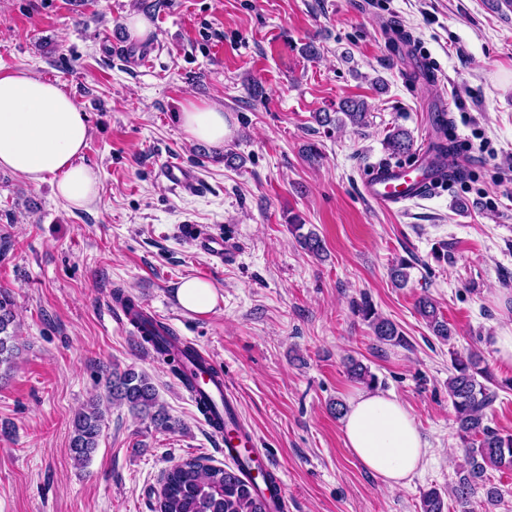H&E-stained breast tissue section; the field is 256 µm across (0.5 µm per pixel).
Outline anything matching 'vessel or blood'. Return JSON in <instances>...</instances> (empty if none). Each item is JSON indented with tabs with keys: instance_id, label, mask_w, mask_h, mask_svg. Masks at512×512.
<instances>
[{
	"instance_id": "1",
	"label": "vessel or blood",
	"mask_w": 512,
	"mask_h": 512,
	"mask_svg": "<svg viewBox=\"0 0 512 512\" xmlns=\"http://www.w3.org/2000/svg\"><path fill=\"white\" fill-rule=\"evenodd\" d=\"M163 175L173 188L190 191L196 186L194 174L183 166H167ZM445 176V171L428 169L427 158L422 155L417 162L411 164L387 163L373 167L364 179L363 193L367 200L379 208L391 209L426 196ZM184 232L208 256L221 259L232 250L230 241L206 233L196 225L185 226ZM210 433L223 445L224 456L228 461L249 458L255 465L261 466L263 471L275 473L274 463L261 456L253 434L236 437L216 426L211 427Z\"/></svg>"
}]
</instances>
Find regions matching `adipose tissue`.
<instances>
[{
  "instance_id": "ef3b65f1",
  "label": "adipose tissue",
  "mask_w": 512,
  "mask_h": 512,
  "mask_svg": "<svg viewBox=\"0 0 512 512\" xmlns=\"http://www.w3.org/2000/svg\"><path fill=\"white\" fill-rule=\"evenodd\" d=\"M180 121L189 140L223 144V110L192 103ZM89 139L87 115L62 84L20 69L0 74V169L35 187L52 183L66 207L88 208L100 186L98 171L83 162ZM342 422L347 447L388 487L406 485L428 456V442L394 393L356 391Z\"/></svg>"
}]
</instances>
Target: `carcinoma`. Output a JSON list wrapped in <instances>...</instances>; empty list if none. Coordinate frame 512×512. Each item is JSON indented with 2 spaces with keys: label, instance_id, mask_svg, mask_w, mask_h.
Listing matches in <instances>:
<instances>
[{
  "label": "carcinoma",
  "instance_id": "carcinoma-1",
  "mask_svg": "<svg viewBox=\"0 0 512 512\" xmlns=\"http://www.w3.org/2000/svg\"><path fill=\"white\" fill-rule=\"evenodd\" d=\"M340 116L329 112L315 115L322 127L349 124L364 128L368 125L365 102L346 100L340 107ZM386 146L392 154L407 153L413 141L403 129L392 130L387 136ZM295 238L303 250L319 255L324 251L321 238L314 232L302 233L303 225H293ZM113 299L121 303L131 314L132 322L140 329L141 339L155 353L173 364L172 372L184 386L196 389L195 366L216 376L217 371L204 366L198 350L178 341L167 327L145 316L131 296L117 289ZM418 314L426 321L433 335L442 342L453 338V330L440 316L437 305L426 296L416 303ZM353 312L367 322L376 339L388 345H404L406 337L397 325L378 314L368 298L353 304ZM17 324L11 295L0 290V367L11 370L15 365L19 348L16 346ZM348 375L368 387L378 380L368 367L357 360L347 365ZM100 383L103 392L92 396L72 421L70 451L77 463L90 461L99 445L105 427V414L101 400L116 406H124L133 415L148 420L157 429L174 430L179 423L174 420L165 404L159 400L156 386L144 372L133 367L121 370L117 367L102 374ZM498 383L490 369L483 365L481 357L473 352L462 355L453 353L448 374V397L454 408V422L464 448L465 465L458 470L456 484L443 493L431 488L423 493L420 512H445L444 498L455 501L460 512H472V498L478 488L485 489V504L496 507L501 504V493L495 486H487V471L512 466V435H503L488 424L486 410L496 401ZM198 407L210 421L226 429L239 428L236 415L230 406L220 405L205 392H200ZM244 463L220 467L205 463V459L190 458L174 464L163 476L156 492V512H269L268 499L251 475H243Z\"/></svg>",
  "mask_w": 512,
  "mask_h": 512
}]
</instances>
